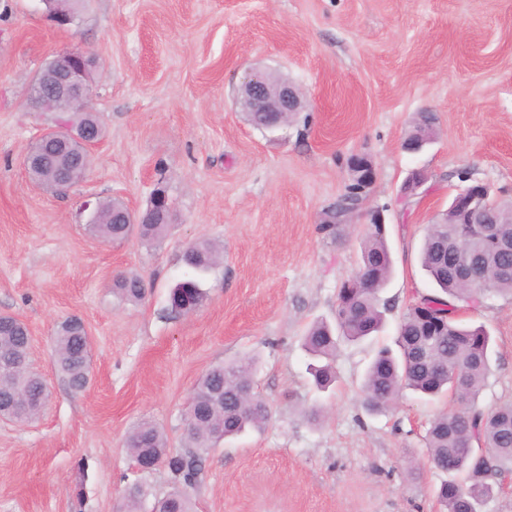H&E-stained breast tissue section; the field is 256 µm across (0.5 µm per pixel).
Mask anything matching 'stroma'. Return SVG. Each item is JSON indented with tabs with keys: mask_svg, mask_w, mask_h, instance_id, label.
Masks as SVG:
<instances>
[{
	"mask_svg": "<svg viewBox=\"0 0 512 512\" xmlns=\"http://www.w3.org/2000/svg\"><path fill=\"white\" fill-rule=\"evenodd\" d=\"M75 47L98 59L104 137L86 176L56 194L23 166L55 120L27 90ZM251 69L287 75L307 108L275 130L250 125L235 89ZM422 112L434 114L435 135L410 153L402 144ZM354 155L371 160L376 180L358 213L323 228ZM464 169L512 197V0H89L66 29L41 0H0V314L27 324L49 394L31 423L0 420V512H118L134 482L148 510L171 476L162 465L137 472L128 434L146 420L181 450L199 379L244 357L256 360L271 419L209 452L194 512H439L447 475L429 462L426 431L448 400L406 390L370 412L361 382L375 345L394 346L406 308L435 290L421 243ZM415 171L426 181L404 196ZM160 174L176 215L162 240L90 232L83 202L144 208ZM371 209L385 215L393 260L385 327L374 342L342 344L336 385L320 392L301 338L333 319ZM201 238L223 243V259L197 312L173 315L181 255ZM131 272L145 286L136 303L112 293ZM73 316L92 341L78 393L55 368L56 330ZM458 316L490 336L479 407L512 402V297Z\"/></svg>",
	"mask_w": 512,
	"mask_h": 512,
	"instance_id": "1",
	"label": "stroma"
}]
</instances>
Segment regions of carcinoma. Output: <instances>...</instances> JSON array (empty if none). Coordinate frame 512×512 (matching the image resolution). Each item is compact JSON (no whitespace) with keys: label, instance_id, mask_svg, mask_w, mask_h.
Listing matches in <instances>:
<instances>
[{"label":"carcinoma","instance_id":"1","mask_svg":"<svg viewBox=\"0 0 512 512\" xmlns=\"http://www.w3.org/2000/svg\"><path fill=\"white\" fill-rule=\"evenodd\" d=\"M44 189H54L53 163L32 173ZM364 200L356 178H351L344 203L331 210L330 218L341 222ZM125 209L119 200L99 202L89 222L90 231L103 239L122 241L135 232L148 242L161 239L168 221L158 218L149 224H118ZM491 219L484 224H453L448 212L440 214L424 237L421 264L437 287L425 296L444 313L443 326L429 328L412 309L397 327V350L376 351L364 375L363 403L371 411L391 407L399 393L408 389L428 397H448L456 407L440 412L432 421L426 438L433 465L461 477L441 484L437 498L443 512H478L477 505L491 496L502 477L512 473V403L491 412L477 407L479 393L490 373V337L485 328L461 323L457 303L477 304L456 274V266L468 255L481 264L492 294L512 296V202L492 199ZM222 249L208 239L189 244L183 262L192 271L186 281L200 285L199 277L219 262ZM392 273V259L385 232L377 225L365 228L362 266L357 280L342 284L337 293L335 321H318L302 337V348L310 359L308 370L316 386L325 390L336 381L333 361L342 340L357 343L382 329L385 323L380 293ZM114 293L137 302L144 297L142 278L128 273L114 282ZM87 334L82 327L65 321L55 336L56 367L69 386L79 391L86 386ZM0 348L16 356L28 354L25 331L0 329ZM254 359L247 357L211 368L198 382L196 404L203 422L188 424L185 449L168 453L164 434L143 422L132 430L126 444L132 454L148 452L164 463L176 484L178 503L168 505V497L157 500L158 512H192L191 492L201 483L203 459L219 445L211 428L234 438L248 430L262 429L270 419L267 401L254 391ZM13 385L36 398L42 381L35 375L17 372ZM141 485L124 491L123 512H140Z\"/></svg>","mask_w":512,"mask_h":512}]
</instances>
